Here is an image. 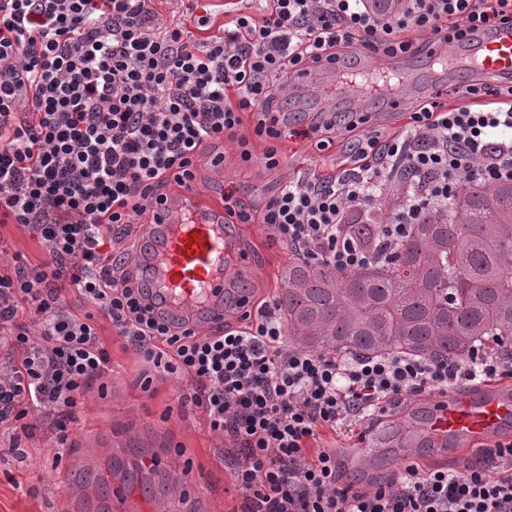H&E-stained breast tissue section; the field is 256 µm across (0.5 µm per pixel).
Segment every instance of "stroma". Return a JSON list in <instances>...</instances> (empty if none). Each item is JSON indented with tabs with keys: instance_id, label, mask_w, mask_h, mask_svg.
Returning <instances> with one entry per match:
<instances>
[{
	"instance_id": "obj_1",
	"label": "stroma",
	"mask_w": 512,
	"mask_h": 512,
	"mask_svg": "<svg viewBox=\"0 0 512 512\" xmlns=\"http://www.w3.org/2000/svg\"><path fill=\"white\" fill-rule=\"evenodd\" d=\"M250 139L251 160H243L238 138L224 139L223 165L200 163L194 189L209 201H222L235 191L245 209L262 207L277 188L297 172L317 169L331 173L347 159L351 134L337 127L331 146L317 150L292 136L279 143L280 164L267 169L264 141L254 138L252 125L240 136ZM232 254L226 273L248 289L251 307L277 298L292 249L257 223L228 227ZM100 334L112 354V371L94 384L67 422L63 452H56L48 434L23 439L24 460L0 454V512H98L103 497L129 486L141 487L156 512H240L241 495L230 473L228 441L213 433L205 416L182 407L179 394L186 379L154 378L141 387L146 364L124 337L101 320ZM442 391L431 388L376 408L371 420L350 432L322 430L319 443L339 449L341 483L369 490L394 473L413 465L422 470L460 468L474 456L461 448H386L379 437L404 420L425 423Z\"/></svg>"
}]
</instances>
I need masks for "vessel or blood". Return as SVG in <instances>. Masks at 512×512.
Masks as SVG:
<instances>
[{"label":"vessel or blood","instance_id":"vessel-or-blood-1","mask_svg":"<svg viewBox=\"0 0 512 512\" xmlns=\"http://www.w3.org/2000/svg\"><path fill=\"white\" fill-rule=\"evenodd\" d=\"M428 65L447 70L458 90L476 81L494 83L512 78V23H500L479 31L449 53L426 48ZM352 69L364 75H380L398 81L384 99H404L414 84L402 62L386 59L373 65L360 55ZM323 81L340 83L350 108L361 109L366 97L357 83L340 79L335 67L321 71ZM138 261L152 267L151 295L165 315L188 326L213 328L222 325L228 311L224 269L229 243L224 232V210L206 202L193 190L169 196L152 223L141 229ZM434 441L455 440L469 448L485 443L512 426V394L489 387L470 395H453L439 402L429 417Z\"/></svg>","mask_w":512,"mask_h":512}]
</instances>
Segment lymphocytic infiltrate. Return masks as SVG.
<instances>
[{"mask_svg": "<svg viewBox=\"0 0 512 512\" xmlns=\"http://www.w3.org/2000/svg\"><path fill=\"white\" fill-rule=\"evenodd\" d=\"M216 23L197 15L187 28L164 20L155 0H0V223L26 228L41 262L13 253L0 266V431L62 417L56 445L93 382L112 369L99 332L103 314L157 376L180 374L181 405L203 413L241 460L232 482L241 512H512V441L496 445L505 474L475 464L451 473L409 466L370 491L336 483V451L307 458L320 428L350 430L386 399L431 387L491 379L512 370V354L475 349L462 361L400 356L330 357L288 346L278 306L244 311L201 334L176 330L145 301L140 275L106 246L114 226L162 206L170 186L196 179L197 165H220L216 147L245 115L271 140L288 128L278 101L308 69L349 55L394 57L408 29L444 47L467 33L512 22V0H267ZM353 162L325 177L308 170L280 186L259 214L235 193L226 219L258 222L308 262L356 269L387 259L411 225L471 184L512 182V82L474 85L450 108L411 109L401 133L356 135ZM506 131L493 141L494 130ZM376 224L379 248L351 227ZM77 293L91 309L67 310ZM27 307V318L18 315Z\"/></svg>", "mask_w": 512, "mask_h": 512, "instance_id": "f902f5d3", "label": "lymphocytic infiltrate"}]
</instances>
